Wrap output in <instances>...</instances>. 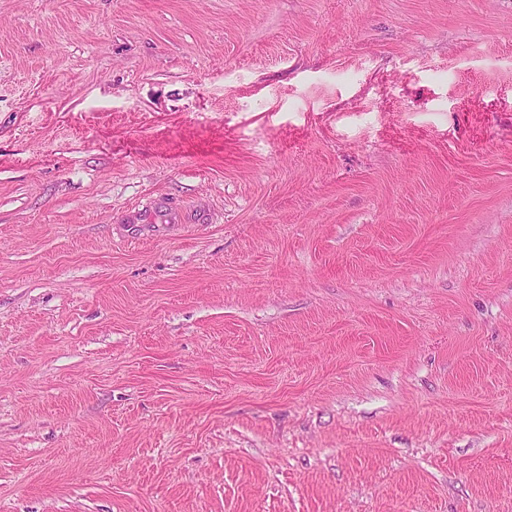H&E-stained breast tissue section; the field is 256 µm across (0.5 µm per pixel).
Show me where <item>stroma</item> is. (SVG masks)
Listing matches in <instances>:
<instances>
[{
	"instance_id": "obj_1",
	"label": "stroma",
	"mask_w": 512,
	"mask_h": 512,
	"mask_svg": "<svg viewBox=\"0 0 512 512\" xmlns=\"http://www.w3.org/2000/svg\"><path fill=\"white\" fill-rule=\"evenodd\" d=\"M0 512H512V0H0Z\"/></svg>"
}]
</instances>
